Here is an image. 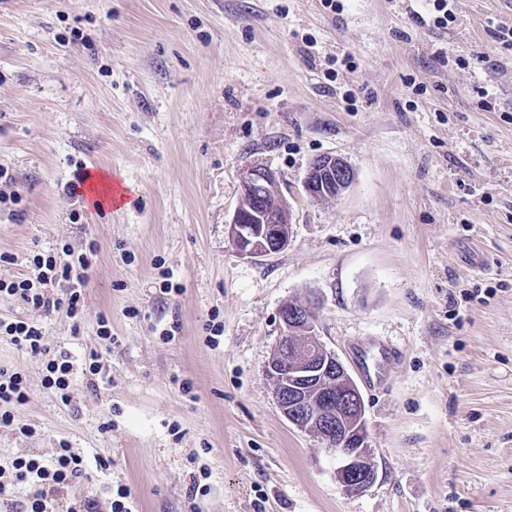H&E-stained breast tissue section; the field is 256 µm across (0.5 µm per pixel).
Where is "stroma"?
<instances>
[{
	"mask_svg": "<svg viewBox=\"0 0 512 512\" xmlns=\"http://www.w3.org/2000/svg\"><path fill=\"white\" fill-rule=\"evenodd\" d=\"M448 10L0 0V276L66 246L91 261L77 318L0 296L49 347L0 336L28 394L1 465L68 443L87 476L64 508L122 485L133 512H512V0ZM327 154L353 181L314 200L302 182ZM257 163L280 175L290 243L248 258L228 224ZM82 168L120 208L67 192ZM309 299L343 362L354 343L401 352L371 355L378 476L360 492L265 376L280 308ZM62 352L65 393L44 383Z\"/></svg>",
	"mask_w": 512,
	"mask_h": 512,
	"instance_id": "1",
	"label": "stroma"
}]
</instances>
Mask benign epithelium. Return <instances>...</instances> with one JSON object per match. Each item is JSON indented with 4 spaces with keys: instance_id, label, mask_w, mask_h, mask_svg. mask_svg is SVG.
I'll return each mask as SVG.
<instances>
[{
    "instance_id": "1",
    "label": "benign epithelium",
    "mask_w": 512,
    "mask_h": 512,
    "mask_svg": "<svg viewBox=\"0 0 512 512\" xmlns=\"http://www.w3.org/2000/svg\"><path fill=\"white\" fill-rule=\"evenodd\" d=\"M351 168L341 158L323 155L310 165L304 181L312 199L335 197L350 183ZM280 182L264 164L248 167L241 180L240 203L228 224L234 248L248 257L284 250L290 241V210L282 195L256 211L244 204L261 198ZM281 337L265 375L277 407L298 429L316 434L336 459V479L348 491H361L377 479L369 444L365 403L345 364L322 340L314 304L288 303L280 310Z\"/></svg>"
}]
</instances>
